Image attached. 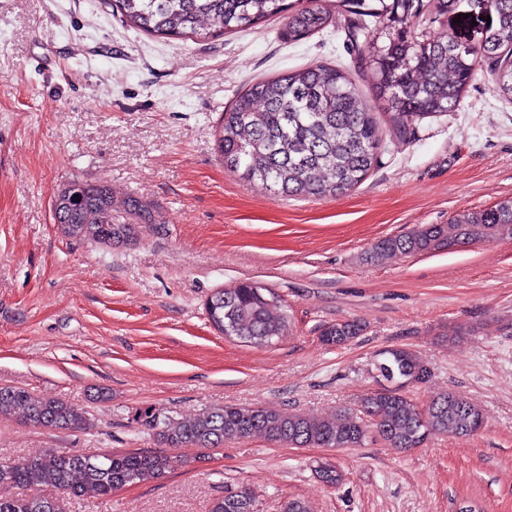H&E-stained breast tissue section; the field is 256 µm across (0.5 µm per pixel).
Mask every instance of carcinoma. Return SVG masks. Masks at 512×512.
Instances as JSON below:
<instances>
[{
    "label": "carcinoma",
    "mask_w": 512,
    "mask_h": 512,
    "mask_svg": "<svg viewBox=\"0 0 512 512\" xmlns=\"http://www.w3.org/2000/svg\"><path fill=\"white\" fill-rule=\"evenodd\" d=\"M127 26L167 39L222 36L252 27L266 18L286 15L283 35L299 41L332 23L324 7L311 2L290 10L286 0H105ZM421 4L392 0L383 13L370 11L374 24L349 32L352 46L370 69L376 95L387 102L389 133L404 137L409 122L452 111L458 106L477 67L492 63L493 91L512 99V67L502 58L512 53V0H489L493 22L481 43L460 48L452 34L428 36L414 30ZM383 44H378V40ZM387 133V134H389ZM374 110L343 69L317 64L248 84L224 110L216 146L224 165L243 179L260 181L285 196L334 198L356 187L374 166L386 145ZM79 201L64 187L54 203L55 221L65 236L112 246L137 238L140 224L152 223L147 205L128 196L116 200L112 188L78 182ZM140 219L126 222L125 216ZM512 240V197L495 206L463 212L447 224H422L409 234L386 237L371 248L380 261L393 253L419 254L466 246L490 239ZM279 302L272 289L243 281L208 299L206 313L221 334L257 347L288 334V319L271 309ZM363 332L357 320L326 325L321 343L347 344ZM376 378L396 384L415 373L421 383L431 377L423 358L406 347L384 349L375 363ZM160 448L105 452L86 456L51 448L17 460L0 459V512H62L59 501L35 493L54 487L74 498L108 501L126 486L162 477L176 457L172 448H217L226 442L260 434L290 447L351 448L368 435L402 451L419 448L434 433L470 436L484 426L482 411L452 392L418 403L401 389L370 391L358 412L343 418L284 414L266 405L206 409L174 426L159 424ZM0 418L59 430L87 428L82 408L61 399L36 398L17 387H0ZM210 512H254L247 487L212 502Z\"/></svg>",
    "instance_id": "obj_1"
}]
</instances>
